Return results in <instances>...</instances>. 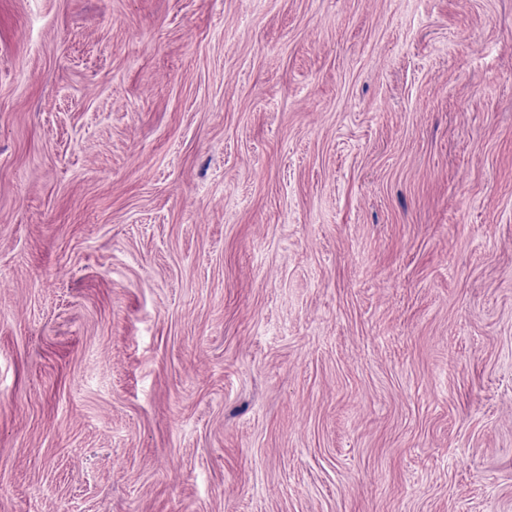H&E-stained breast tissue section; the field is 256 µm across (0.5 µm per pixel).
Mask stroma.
<instances>
[{"label":"stroma","mask_w":512,"mask_h":512,"mask_svg":"<svg viewBox=\"0 0 512 512\" xmlns=\"http://www.w3.org/2000/svg\"><path fill=\"white\" fill-rule=\"evenodd\" d=\"M0 512H512V0H0Z\"/></svg>","instance_id":"obj_1"}]
</instances>
